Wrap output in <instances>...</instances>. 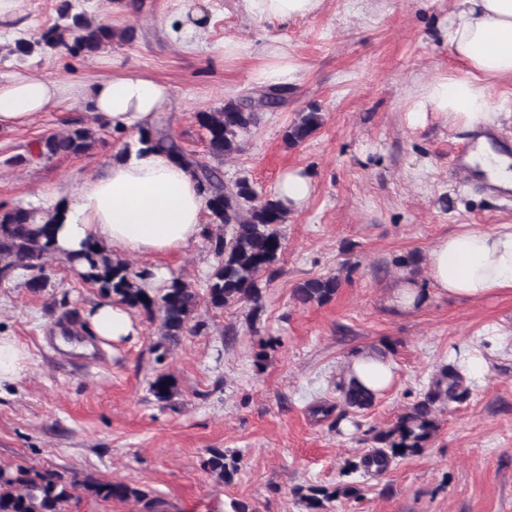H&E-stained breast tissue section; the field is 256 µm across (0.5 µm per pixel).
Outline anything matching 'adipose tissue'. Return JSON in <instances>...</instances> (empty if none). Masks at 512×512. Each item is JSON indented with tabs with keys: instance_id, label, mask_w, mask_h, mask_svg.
<instances>
[{
	"instance_id": "1",
	"label": "adipose tissue",
	"mask_w": 512,
	"mask_h": 512,
	"mask_svg": "<svg viewBox=\"0 0 512 512\" xmlns=\"http://www.w3.org/2000/svg\"><path fill=\"white\" fill-rule=\"evenodd\" d=\"M323 2L241 0V5L251 19L286 22L316 14ZM440 35L458 67L420 81L407 118L420 126L436 114L449 127L477 134L476 149L467 159L470 174L511 189L512 157L494 148L485 133L499 127L504 111L492 88L512 83V0H450ZM268 54L270 63L251 73L253 84L283 87L299 81L301 67L290 54L278 46L269 47ZM70 98L84 102L105 125L137 133L170 109L172 90L132 70L91 83L16 75L0 82V128L26 123ZM41 196L45 208L59 212L56 245L66 253L105 245L129 255H170L202 237L209 213L208 198L193 174L142 144L76 191L45 190ZM427 262L428 288L402 278L393 292L398 309L419 308L431 292L478 302L512 291V225L443 236L429 248ZM87 318L109 341L137 333L131 313L119 304L97 303ZM394 377L392 361L368 351L351 357L346 375L376 396L390 388Z\"/></svg>"
}]
</instances>
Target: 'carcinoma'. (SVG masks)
Here are the masks:
<instances>
[{
  "label": "carcinoma",
  "mask_w": 512,
  "mask_h": 512,
  "mask_svg": "<svg viewBox=\"0 0 512 512\" xmlns=\"http://www.w3.org/2000/svg\"><path fill=\"white\" fill-rule=\"evenodd\" d=\"M60 18L67 20L66 29L74 33V47L88 54L99 51L112 42L115 32L99 25L82 14H70L64 4ZM64 44L56 30L43 32L34 42L20 41L16 50L30 53L34 47L53 50ZM259 116L256 108L229 100L210 112L196 113V121L206 135L209 161L202 162L185 153L161 128L155 127L140 134L139 142L166 151L179 164L189 169L208 195L210 223L224 227V234L210 240V249L216 260L207 287L208 303L215 309L233 304L258 305L261 299L260 275L267 280L277 274L276 263L283 250L279 226L286 223L288 209L277 196L262 198L246 177L226 183L220 164L238 155L243 148V137L256 126ZM323 117L317 109L300 112L284 134L287 145L294 147L305 142L321 125ZM93 137L84 128L73 129L62 135H51L42 142L40 155L50 159L57 155H78L92 145ZM56 222L49 211L37 208L14 207L0 209V282L13 278L19 270L30 272L29 284L43 286L47 279L46 259L54 256L67 264H83V279L98 286L107 297L115 299L132 310H143L149 316H158L164 335L171 341L191 331L189 324L197 307V294L179 277L171 278L164 287L149 292L142 287L147 273L136 272L129 263L105 247L89 248L77 255L61 254L55 248ZM339 288L336 276H321L303 281L293 290L294 299L302 305L329 301ZM174 383L170 375L159 373L150 382V391L162 402L173 395ZM346 405L363 409L374 397L351 382L337 385ZM460 379L443 367L412 409L398 418L388 430L375 440L382 449L366 456L367 468L384 471L390 458L413 454L429 442L436 431L435 411L440 404L462 401ZM224 452L213 449L207 466L221 482L230 477L237 466L224 462ZM81 490L102 501L133 499L144 504L145 512H169L165 500L126 483L86 478L82 482L70 480L59 472L32 473L23 466L14 469L0 467V512H63V507ZM336 496L323 488L310 487L301 495L308 512H320L324 502Z\"/></svg>",
  "instance_id": "obj_1"
}]
</instances>
